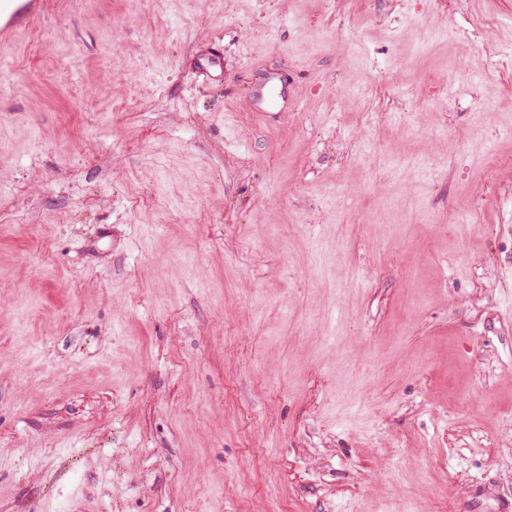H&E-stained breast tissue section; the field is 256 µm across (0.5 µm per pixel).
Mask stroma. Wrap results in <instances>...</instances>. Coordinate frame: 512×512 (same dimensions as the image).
<instances>
[{"mask_svg": "<svg viewBox=\"0 0 512 512\" xmlns=\"http://www.w3.org/2000/svg\"><path fill=\"white\" fill-rule=\"evenodd\" d=\"M0 58V512L512 503V0H45ZM258 112H273L288 109V85L277 75H267L254 87Z\"/></svg>", "mask_w": 512, "mask_h": 512, "instance_id": "stroma-1", "label": "stroma"}]
</instances>
